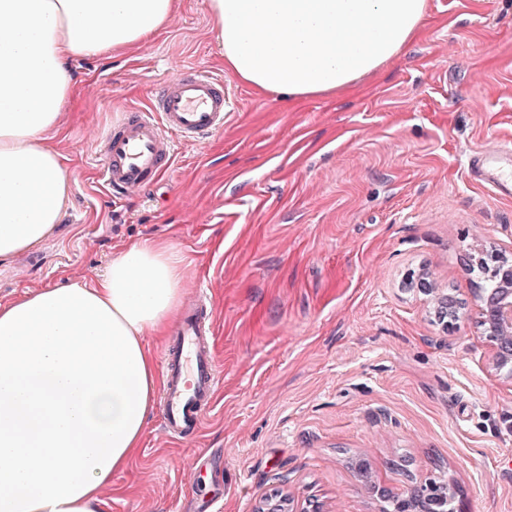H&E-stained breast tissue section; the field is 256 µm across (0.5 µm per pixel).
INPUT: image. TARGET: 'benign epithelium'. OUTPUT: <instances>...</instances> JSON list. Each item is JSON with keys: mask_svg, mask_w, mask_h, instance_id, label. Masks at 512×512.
Instances as JSON below:
<instances>
[{"mask_svg": "<svg viewBox=\"0 0 512 512\" xmlns=\"http://www.w3.org/2000/svg\"><path fill=\"white\" fill-rule=\"evenodd\" d=\"M488 256L493 267H488L485 261L482 265L490 272V287L480 289L474 301L482 335L490 348V368L495 374L512 380V261L496 249ZM403 287L426 296L429 313L445 327L466 309V302L437 287L431 275L423 270L409 273ZM456 495V488L444 482L440 487H412L388 499L393 502V512H440L444 505L454 502Z\"/></svg>", "mask_w": 512, "mask_h": 512, "instance_id": "obj_1", "label": "benign epithelium"}]
</instances>
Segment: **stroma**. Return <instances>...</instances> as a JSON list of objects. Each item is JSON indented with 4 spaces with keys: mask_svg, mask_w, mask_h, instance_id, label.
Segmentation results:
<instances>
[{
    "mask_svg": "<svg viewBox=\"0 0 512 512\" xmlns=\"http://www.w3.org/2000/svg\"><path fill=\"white\" fill-rule=\"evenodd\" d=\"M216 33L206 0H181L143 48L71 62L80 104L47 139L69 159L63 218L0 260L6 302L164 239L210 299L203 427L173 439L153 410L105 512H383L356 457L393 492L449 482L459 512H512V381L491 372L474 309L445 328L402 286L424 268L468 300L480 246L512 258V196L469 164L512 146V0H429L419 36L361 88L298 104L225 70ZM187 67L223 79V129L176 141L144 194L111 197L101 134Z\"/></svg>",
    "mask_w": 512,
    "mask_h": 512,
    "instance_id": "1",
    "label": "stroma"
}]
</instances>
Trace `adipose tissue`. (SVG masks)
Returning a JSON list of instances; mask_svg holds the SVG:
<instances>
[{"label": "adipose tissue", "instance_id": "1", "mask_svg": "<svg viewBox=\"0 0 512 512\" xmlns=\"http://www.w3.org/2000/svg\"><path fill=\"white\" fill-rule=\"evenodd\" d=\"M224 67L260 93L346 91L396 57L428 0H206ZM180 0H0V258L62 219L65 158L46 142L76 100L75 58L149 44ZM165 242L115 256L97 281L0 303V512H103L141 447L162 380L147 337L183 292Z\"/></svg>", "mask_w": 512, "mask_h": 512}]
</instances>
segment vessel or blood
I'll list each match as a JSON object with an SVG mask.
<instances>
[{"instance_id":"obj_1","label":"vessel or blood","mask_w":512,"mask_h":512,"mask_svg":"<svg viewBox=\"0 0 512 512\" xmlns=\"http://www.w3.org/2000/svg\"><path fill=\"white\" fill-rule=\"evenodd\" d=\"M228 97L220 79L197 69L165 80L148 109L127 112L103 133L98 175L107 191L123 197L149 187L171 167L175 138L197 141L223 129ZM471 165L500 192L512 195V149L477 152ZM196 298L163 355L168 378L160 398L164 429L180 440L198 435L216 384L205 291Z\"/></svg>"}]
</instances>
